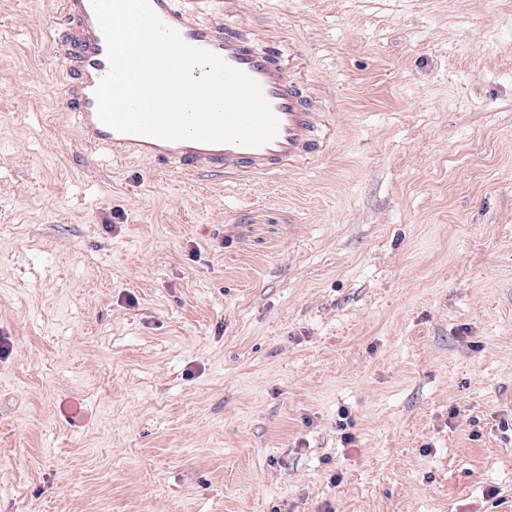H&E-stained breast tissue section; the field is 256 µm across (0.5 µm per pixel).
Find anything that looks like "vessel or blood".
<instances>
[{"instance_id":"obj_1","label":"vessel or blood","mask_w":512,"mask_h":512,"mask_svg":"<svg viewBox=\"0 0 512 512\" xmlns=\"http://www.w3.org/2000/svg\"><path fill=\"white\" fill-rule=\"evenodd\" d=\"M150 6L184 42L219 56L255 80L278 120V132L265 144L245 146L166 140L107 127L98 118L95 96L101 77L109 70L105 36L91 0H61L60 51L66 68L77 73L76 82L67 87V105L85 146L105 150L115 159L155 160L182 175L205 169L241 179L274 173L312 155L320 142L317 114L278 64L279 48H258L240 32L239 21L228 17L196 21L177 8L174 0H150Z\"/></svg>"}]
</instances>
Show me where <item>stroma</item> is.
I'll use <instances>...</instances> for the list:
<instances>
[{
    "label": "stroma",
    "mask_w": 512,
    "mask_h": 512,
    "mask_svg": "<svg viewBox=\"0 0 512 512\" xmlns=\"http://www.w3.org/2000/svg\"><path fill=\"white\" fill-rule=\"evenodd\" d=\"M59 2L0 0V512H512V0H238L332 134L244 183L87 149Z\"/></svg>",
    "instance_id": "stroma-1"
}]
</instances>
